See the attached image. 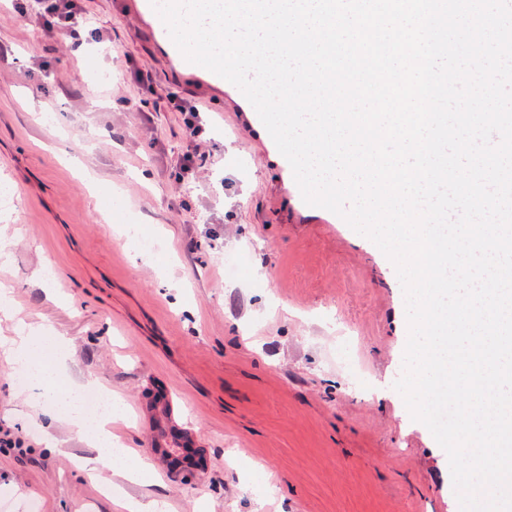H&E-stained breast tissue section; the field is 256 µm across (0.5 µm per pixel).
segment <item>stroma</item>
I'll return each instance as SVG.
<instances>
[{
  "label": "stroma",
  "mask_w": 512,
  "mask_h": 512,
  "mask_svg": "<svg viewBox=\"0 0 512 512\" xmlns=\"http://www.w3.org/2000/svg\"><path fill=\"white\" fill-rule=\"evenodd\" d=\"M148 2L84 0L108 54L0 11V182L16 194L0 204V336L52 330L64 373L121 400L119 439L144 468L113 481L119 496L161 512H460L447 452L394 387L408 334L394 265L303 201L242 92L185 65ZM103 69L111 80L88 81ZM170 90L202 107L205 138H189ZM72 155L111 185L110 219ZM48 399L0 357V427L25 440L0 448V512H114L72 462L94 449L51 422Z\"/></svg>",
  "instance_id": "obj_1"
}]
</instances>
